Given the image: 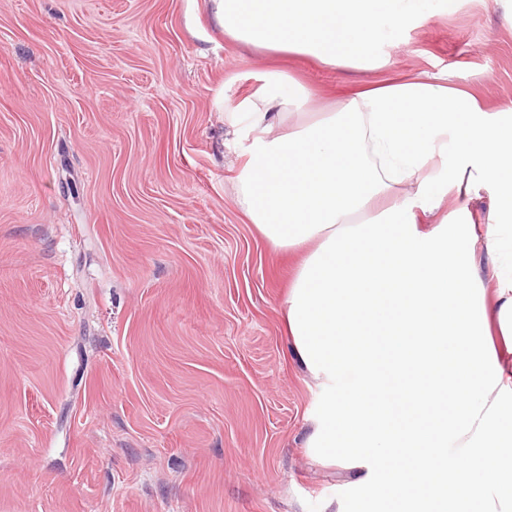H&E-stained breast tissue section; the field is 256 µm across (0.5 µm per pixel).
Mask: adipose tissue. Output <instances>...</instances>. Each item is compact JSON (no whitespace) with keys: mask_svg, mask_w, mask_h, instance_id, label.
Listing matches in <instances>:
<instances>
[{"mask_svg":"<svg viewBox=\"0 0 512 512\" xmlns=\"http://www.w3.org/2000/svg\"><path fill=\"white\" fill-rule=\"evenodd\" d=\"M258 81L225 110L238 198L308 249L286 317L324 398L306 446L358 475L337 512H512V114L444 75L325 108L292 74Z\"/></svg>","mask_w":512,"mask_h":512,"instance_id":"adipose-tissue-1","label":"adipose tissue"}]
</instances>
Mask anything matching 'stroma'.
<instances>
[{
  "mask_svg": "<svg viewBox=\"0 0 512 512\" xmlns=\"http://www.w3.org/2000/svg\"><path fill=\"white\" fill-rule=\"evenodd\" d=\"M375 71L225 36L208 0H0V512H329L354 471L285 300L307 253L239 201L226 99L445 74L512 108V0L415 20Z\"/></svg>",
  "mask_w": 512,
  "mask_h": 512,
  "instance_id": "obj_1",
  "label": "stroma"
}]
</instances>
